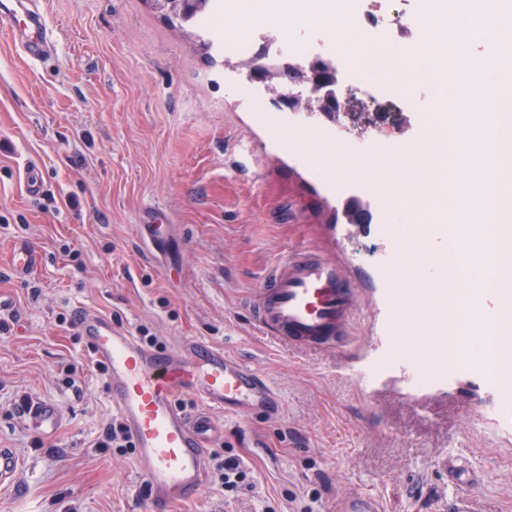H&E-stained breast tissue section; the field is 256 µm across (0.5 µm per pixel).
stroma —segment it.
Here are the masks:
<instances>
[{"label":"stroma","mask_w":512,"mask_h":512,"mask_svg":"<svg viewBox=\"0 0 512 512\" xmlns=\"http://www.w3.org/2000/svg\"><path fill=\"white\" fill-rule=\"evenodd\" d=\"M56 52L32 65L15 46L23 28H0V448L20 470L0 485V512H148L134 451L101 447L116 418L107 374L73 324L76 306L106 314L133 335L175 350L200 338L255 365L275 386L279 417L217 414L224 449L240 456L254 489L225 499L207 482L176 512H335L344 493H378L384 512H449L461 495L444 462L464 455L477 472L463 495L470 512H512V431L501 430L491 393L464 379L413 392L387 378L388 356L367 371L333 353H300L258 331L248 302L262 274L297 247L352 257L364 284L379 241L352 236L333 247L336 213L322 186L282 149L242 89L225 81L224 56L208 59L193 30L171 26L150 0H42ZM349 66L366 83L398 86L396 101L361 108L349 94L339 116L351 137L389 116L390 140H409V115L435 114L457 93L455 77L408 66L386 40L364 37ZM431 152L410 154V179L385 176L387 203L408 207L413 236H431L430 211L413 184L445 166L448 127L435 119ZM35 164L42 188L28 193ZM78 208H71L70 199ZM168 229L147 249L150 209ZM23 240L40 254L16 277L6 253ZM169 264L162 273L161 264ZM58 401V433L28 430L23 400Z\"/></svg>","instance_id":"obj_1"}]
</instances>
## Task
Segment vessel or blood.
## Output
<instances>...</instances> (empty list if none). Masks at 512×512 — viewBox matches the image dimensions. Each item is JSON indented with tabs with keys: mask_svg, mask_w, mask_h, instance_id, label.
Listing matches in <instances>:
<instances>
[{
	"mask_svg": "<svg viewBox=\"0 0 512 512\" xmlns=\"http://www.w3.org/2000/svg\"><path fill=\"white\" fill-rule=\"evenodd\" d=\"M28 35L22 43L31 62L48 59L55 42L42 14L28 10ZM491 49L501 63L498 88L512 92V39L493 38ZM279 126L289 139L309 135L320 144H334L342 151V162L329 173L316 155L299 153L302 165L321 183L328 198L345 197L356 178L347 171V161L371 155L384 166L396 164L410 145H385L373 136L348 142L341 127L309 120L298 112H283ZM407 212L391 208L369 213L363 232L378 239L381 250L371 262L367 282L375 297L378 316L368 334L371 344L386 349L403 348L410 325L442 326L438 309L422 298H408L400 284L406 250L404 228ZM492 214L482 221H470L457 236V254L467 263L483 266L485 273L460 280L456 263L423 265L417 276L420 287L449 289V307H462L470 297H480L476 319L486 327L499 348L501 358L512 355V327L500 316L512 305V238L491 237L487 229ZM11 271L25 277L37 268V252L24 241L14 242L7 258ZM464 284L465 293L455 290ZM358 308L354 289L343 278L337 260L310 248L299 247L278 259L262 276L259 293L249 310L256 327L264 334L302 353L341 351L350 347ZM82 339L98 362L108 368V390L113 408L119 413L134 445L138 470L151 494L153 512H172L181 503L195 500L208 478V450L224 438V428L215 411L281 414L283 401L274 386L253 365L230 355L223 347L202 340L187 341L179 350L151 348L129 330L91 307L75 309ZM403 381L415 384L426 377L433 388H446L474 372L471 361L459 362L454 371L439 369L435 358L397 361ZM482 382L494 395L492 408L503 428L512 427V384L496 371L482 375ZM181 394L201 404L189 413L176 404ZM25 425L34 433L54 436L64 413L59 402L42 400L28 405ZM336 512H384L377 494L350 492L336 503Z\"/></svg>",
	"mask_w": 512,
	"mask_h": 512,
	"instance_id": "b4317fda",
	"label": "vessel or blood"
}]
</instances>
